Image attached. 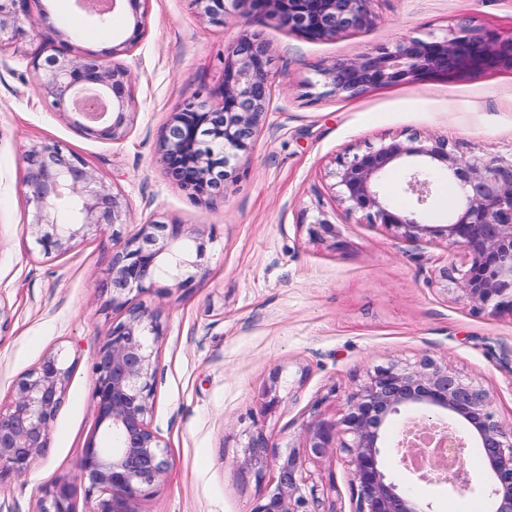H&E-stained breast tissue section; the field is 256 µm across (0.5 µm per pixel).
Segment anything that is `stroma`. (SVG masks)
<instances>
[{"label": "stroma", "mask_w": 512, "mask_h": 512, "mask_svg": "<svg viewBox=\"0 0 512 512\" xmlns=\"http://www.w3.org/2000/svg\"><path fill=\"white\" fill-rule=\"evenodd\" d=\"M217 25L193 0H149L131 52L129 10L93 27L74 0H31L51 22L0 52V405L14 381L52 351L75 366L49 447L26 477L0 480V512H38L46 488L68 481L79 512V470L96 429L94 354L121 312L108 308L110 232L44 254L29 226L22 156L53 142L83 158L126 206L127 233L160 221L185 225L199 267L162 281L139 302L162 311L151 426L170 466L137 512H252L275 487L276 463L305 445L306 428L340 420L350 393L377 366L434 359L486 389L495 418L512 427V314L475 309L462 290L468 250L443 236L413 241L339 201L341 162L413 136L447 143L466 160L512 161V70L430 76L344 98L324 94L320 72L417 38L466 33L512 39V0H370L369 26L310 41L277 22L256 24L226 0ZM80 30L75 48L119 59L132 77L126 137L86 135L35 89L29 60L56 29ZM272 50L269 111L223 198L199 200L164 169L158 143L182 102H220L224 57L246 34ZM279 402L268 407L273 371ZM263 430L264 468L246 445ZM321 512H350L348 457L307 462Z\"/></svg>", "instance_id": "stroma-1"}]
</instances>
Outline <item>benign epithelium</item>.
<instances>
[{
  "instance_id": "obj_1",
  "label": "benign epithelium",
  "mask_w": 512,
  "mask_h": 512,
  "mask_svg": "<svg viewBox=\"0 0 512 512\" xmlns=\"http://www.w3.org/2000/svg\"><path fill=\"white\" fill-rule=\"evenodd\" d=\"M147 0H78L92 25L129 6L141 29ZM199 13L224 22L225 8L194 0ZM251 20H275L313 41L336 38L372 23L368 0H241ZM32 28L50 23L46 12L32 17L29 0H0V50L17 43L23 22ZM31 56L36 89L59 114L77 115L86 133L107 141L124 138L130 121V71L105 65L94 55L73 51L76 35L59 33ZM512 68V41L464 34L442 40L407 39L340 60L321 71L325 94L356 97L370 88L431 75H453ZM271 87L269 46L246 36L224 58V91L219 104L189 102L173 113L160 142V161L181 186L199 198H221L241 156L251 150L268 112ZM408 160L402 191L411 206L400 209L379 191L381 180ZM23 187L33 204L29 226L47 254L64 253L73 240L112 231L121 238L126 210L99 184L76 153L43 143L23 155ZM460 182L465 199L443 232L465 246L472 258L464 291L476 305L497 300L495 309L512 312V164L464 160L443 143L411 137L356 155L335 171L339 201L369 214L377 224L402 231L408 239L438 233L426 222L433 182L439 173ZM75 207L60 222L59 200ZM181 224L152 221L112 254L109 278L112 308L124 319L111 324L94 356L92 391L97 432L84 448L79 468L87 482L86 512H135L131 504L152 494L169 467L162 440L153 431L157 361L154 346L163 336L161 311L130 295L142 294L161 279H176L194 265L183 245ZM73 365L61 351L49 352L14 384L10 403L0 408V479L23 477L49 447L52 423L63 405ZM351 437V442L344 440ZM479 450L484 481L477 485L463 467L467 450ZM250 461L265 463L263 432L252 436ZM347 453L352 512H432V504L404 491L386 471L391 454L409 474L450 495L479 491L489 512H512V429L495 419L491 397L481 386L424 358L415 365L381 366L347 397L339 421L309 427L304 453L290 451L276 464L277 480L253 512H320L318 500L303 491L305 464L329 452ZM39 512H78L71 485L58 481L44 492Z\"/></svg>"
}]
</instances>
